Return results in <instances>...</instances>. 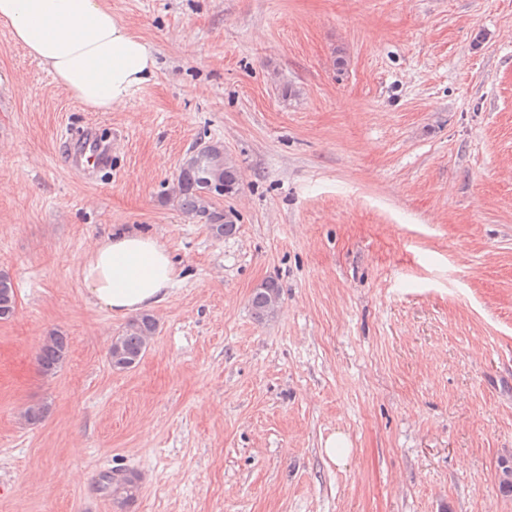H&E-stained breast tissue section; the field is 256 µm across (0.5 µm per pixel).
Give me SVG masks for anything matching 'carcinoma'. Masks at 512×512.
<instances>
[{"mask_svg":"<svg viewBox=\"0 0 512 512\" xmlns=\"http://www.w3.org/2000/svg\"><path fill=\"white\" fill-rule=\"evenodd\" d=\"M210 180L220 182L230 189L228 195L238 193L240 181L238 170L229 157L224 154V145L218 141L204 145L201 150H193L183 161L177 177L174 201L187 215L202 220L209 225L212 235L223 239L236 234L237 221L224 219V208L219 200L202 188V182ZM281 295L279 285L268 281L267 288L258 289L251 294L250 307L254 318L260 322L269 319L266 311L269 292ZM15 286L10 275L0 271V321L11 319L16 311ZM155 318L143 313L132 319L121 334L116 336L109 348V362L119 371L135 367L144 356L148 343L156 330ZM68 354L67 338L54 334L41 344L36 361L41 373L53 375L62 366ZM100 488L103 491L120 494L121 503L130 505L136 499L138 485L133 474L116 478L110 475L101 477Z\"/></svg>","mask_w":512,"mask_h":512,"instance_id":"1","label":"carcinoma"}]
</instances>
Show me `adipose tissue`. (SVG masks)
I'll return each mask as SVG.
<instances>
[{
    "mask_svg": "<svg viewBox=\"0 0 512 512\" xmlns=\"http://www.w3.org/2000/svg\"><path fill=\"white\" fill-rule=\"evenodd\" d=\"M0 22L90 111L125 104L155 75L150 46L104 0H0ZM74 266L88 301L120 316L155 308L178 276L165 244L136 231L94 240Z\"/></svg>",
    "mask_w": 512,
    "mask_h": 512,
    "instance_id": "obj_1",
    "label": "adipose tissue"
}]
</instances>
